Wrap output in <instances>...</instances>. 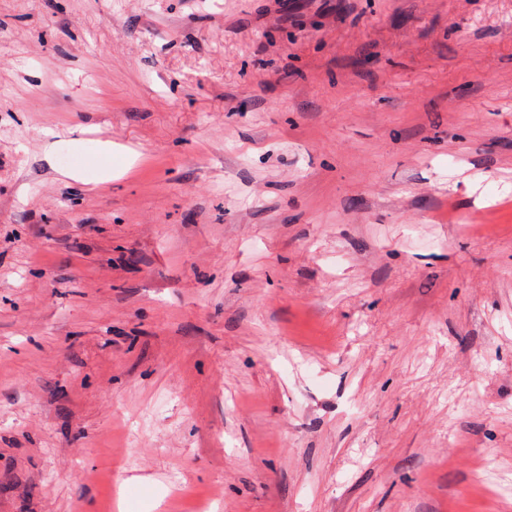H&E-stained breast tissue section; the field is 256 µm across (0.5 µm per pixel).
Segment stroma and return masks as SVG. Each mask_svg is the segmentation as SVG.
<instances>
[{
    "label": "stroma",
    "instance_id": "obj_1",
    "mask_svg": "<svg viewBox=\"0 0 512 512\" xmlns=\"http://www.w3.org/2000/svg\"><path fill=\"white\" fill-rule=\"evenodd\" d=\"M498 186L512 0H0V512H512Z\"/></svg>",
    "mask_w": 512,
    "mask_h": 512
}]
</instances>
